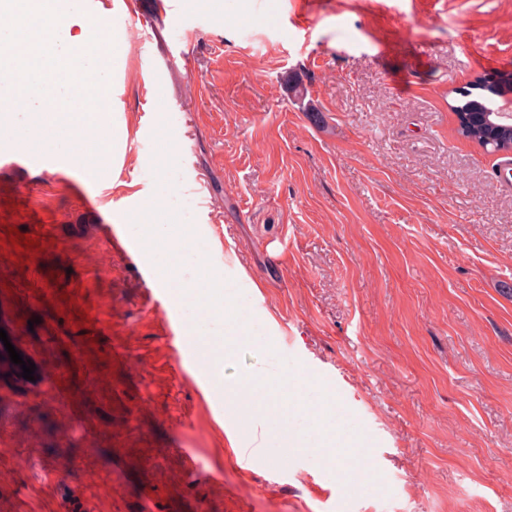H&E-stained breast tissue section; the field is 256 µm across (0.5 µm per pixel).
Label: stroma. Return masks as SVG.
Returning a JSON list of instances; mask_svg holds the SVG:
<instances>
[{
	"instance_id": "obj_1",
	"label": "stroma",
	"mask_w": 512,
	"mask_h": 512,
	"mask_svg": "<svg viewBox=\"0 0 512 512\" xmlns=\"http://www.w3.org/2000/svg\"><path fill=\"white\" fill-rule=\"evenodd\" d=\"M155 2L114 17L130 38L114 184L0 128L12 223L108 261L109 277L58 284L84 289L142 364L110 413L74 403L51 383L55 330L34 325L33 380L0 362V435L23 451L0 459V503L59 512L67 485L97 512H512V189L450 110L477 78L512 87V0H180L174 15ZM294 74L323 123L288 92ZM149 195L147 223L219 233L209 266L248 318L229 334L214 296L167 295L171 322L217 347L197 372L177 368L147 247L116 221ZM29 394V414L5 411ZM328 403L350 440L340 454L304 437ZM107 423L120 454L85 444ZM260 423L264 447L240 460ZM180 448L197 449L199 472Z\"/></svg>"
}]
</instances>
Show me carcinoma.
Returning <instances> with one entry per match:
<instances>
[{"label": "carcinoma", "instance_id": "1", "mask_svg": "<svg viewBox=\"0 0 512 512\" xmlns=\"http://www.w3.org/2000/svg\"><path fill=\"white\" fill-rule=\"evenodd\" d=\"M481 90L489 93V96H473V91ZM463 97L462 103L450 106L451 112L455 115L457 132L466 139H469L479 146L491 152L494 148L506 153L512 150V121H503L499 126H490L477 120L479 113L497 112L498 101L494 96L496 81L491 77L478 80L468 88L458 90Z\"/></svg>", "mask_w": 512, "mask_h": 512}]
</instances>
